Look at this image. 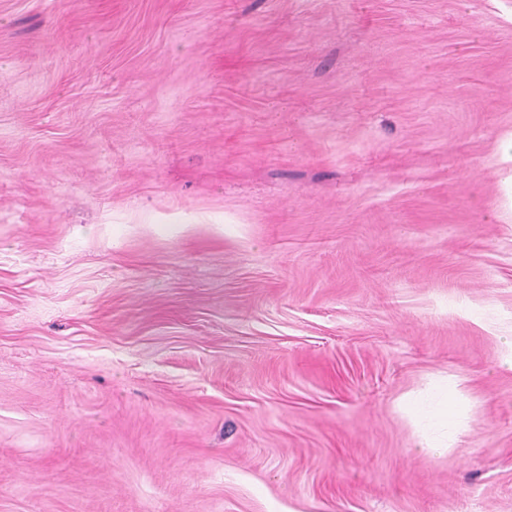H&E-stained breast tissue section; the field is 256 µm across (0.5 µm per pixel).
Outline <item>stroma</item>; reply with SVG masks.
<instances>
[{
    "instance_id": "stroma-1",
    "label": "stroma",
    "mask_w": 512,
    "mask_h": 512,
    "mask_svg": "<svg viewBox=\"0 0 512 512\" xmlns=\"http://www.w3.org/2000/svg\"><path fill=\"white\" fill-rule=\"evenodd\" d=\"M509 137L512 0H0V512H512ZM461 398L448 381H433L403 402L402 412L416 429L420 448L434 454L448 450L460 433Z\"/></svg>"
}]
</instances>
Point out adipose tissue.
<instances>
[{"instance_id":"ef3b65f1","label":"adipose tissue","mask_w":512,"mask_h":512,"mask_svg":"<svg viewBox=\"0 0 512 512\" xmlns=\"http://www.w3.org/2000/svg\"><path fill=\"white\" fill-rule=\"evenodd\" d=\"M461 398L447 382L434 381L403 402L402 411L416 429L421 448L434 454L447 451L460 433Z\"/></svg>"}]
</instances>
